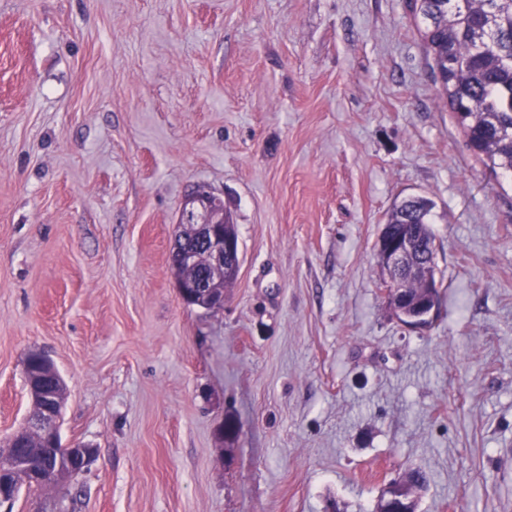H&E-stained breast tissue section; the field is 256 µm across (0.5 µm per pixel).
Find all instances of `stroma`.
Segmentation results:
<instances>
[{"label":"stroma","instance_id":"35a3bbf8","mask_svg":"<svg viewBox=\"0 0 512 512\" xmlns=\"http://www.w3.org/2000/svg\"><path fill=\"white\" fill-rule=\"evenodd\" d=\"M411 0H0V445L61 372L63 445L12 512H512V180L428 74ZM241 242L223 308L170 251L196 188ZM434 203L440 313L378 282L393 206ZM238 432L228 436L226 421ZM176 289L180 299L186 305L199 307L202 300H205L203 301V304L206 309H212L209 305L210 301L206 300L209 296L210 290L212 289L210 280L206 273L195 278H178L176 282ZM378 512H416V493L410 497L405 495V489L400 483L394 481L387 487L379 502Z\"/></svg>","mask_w":512,"mask_h":512}]
</instances>
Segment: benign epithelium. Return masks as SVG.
Instances as JSON below:
<instances>
[{
    "label": "benign epithelium",
    "mask_w": 512,
    "mask_h": 512,
    "mask_svg": "<svg viewBox=\"0 0 512 512\" xmlns=\"http://www.w3.org/2000/svg\"><path fill=\"white\" fill-rule=\"evenodd\" d=\"M229 221L224 209V200L214 193L198 189L189 194L181 207L176 226L179 230L175 236L172 265L176 270L196 268L205 264L213 271L237 270L241 264V245L238 237L227 230ZM410 243L400 237H393L381 230L376 241L378 261L384 268L379 287L388 299L399 296L401 281L416 272L409 264ZM178 295L188 306H199L207 299L211 283L206 274L198 277L179 278L176 282ZM416 317H405V325L423 328L438 315V305L426 301L418 306ZM32 399L42 401L40 410L30 413L23 432H32L58 446L59 410L62 403L55 402V396L45 390L31 394ZM19 431V432H21ZM14 432L9 438L8 446H14ZM39 478L66 483L74 473L82 474L94 462L96 449L82 443L68 447L64 454L46 449L39 454ZM378 512H417V496L405 495V489L396 481L390 483L379 502Z\"/></svg>",
    "instance_id": "1"
}]
</instances>
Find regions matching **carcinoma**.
I'll list each match as a JSON object with an SVG mask.
<instances>
[{
  "instance_id": "carcinoma-1",
  "label": "carcinoma",
  "mask_w": 512,
  "mask_h": 512,
  "mask_svg": "<svg viewBox=\"0 0 512 512\" xmlns=\"http://www.w3.org/2000/svg\"><path fill=\"white\" fill-rule=\"evenodd\" d=\"M424 23L423 48L431 72L437 76L447 105L464 130L467 146L489 169L512 175V0H414ZM433 208L425 197H411L396 205L387 223L414 239L435 240L428 217ZM410 300L405 313L415 311L412 300L429 294L421 277L407 280ZM407 492L421 490L428 475L405 474ZM0 485L57 492L61 487L34 478L23 469H6Z\"/></svg>"
}]
</instances>
